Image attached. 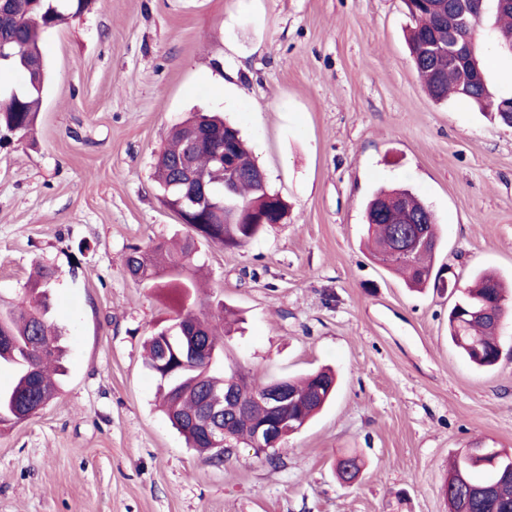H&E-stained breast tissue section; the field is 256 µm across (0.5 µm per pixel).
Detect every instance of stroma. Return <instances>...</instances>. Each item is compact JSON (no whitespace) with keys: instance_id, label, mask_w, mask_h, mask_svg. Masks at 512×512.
<instances>
[{"instance_id":"stroma-1","label":"stroma","mask_w":512,"mask_h":512,"mask_svg":"<svg viewBox=\"0 0 512 512\" xmlns=\"http://www.w3.org/2000/svg\"><path fill=\"white\" fill-rule=\"evenodd\" d=\"M480 46L491 88L512 56ZM403 0H92L49 30L31 137L0 148V297L53 268L61 390L0 429V512H448V462L512 449V312L490 369L448 339L451 284L512 281V127L435 102L410 61ZM217 112L289 206L250 243L201 244L196 313L235 309L218 368L259 382L331 367L333 402L277 452L188 448L157 405L143 342L176 316L126 270L184 231L153 179L191 112ZM403 187L442 228L444 287L409 290L367 249L364 204ZM364 467L340 483L336 461Z\"/></svg>"}]
</instances>
